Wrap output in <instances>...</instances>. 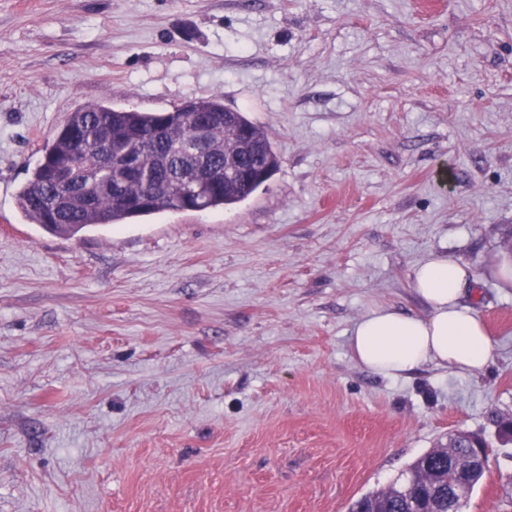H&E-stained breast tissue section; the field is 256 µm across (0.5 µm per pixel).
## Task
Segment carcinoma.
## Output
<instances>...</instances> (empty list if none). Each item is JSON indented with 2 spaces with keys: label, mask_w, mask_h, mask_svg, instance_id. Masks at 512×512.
Returning <instances> with one entry per match:
<instances>
[{
  "label": "carcinoma",
  "mask_w": 512,
  "mask_h": 512,
  "mask_svg": "<svg viewBox=\"0 0 512 512\" xmlns=\"http://www.w3.org/2000/svg\"><path fill=\"white\" fill-rule=\"evenodd\" d=\"M217 99H190L168 111H145L95 104L69 114L44 149L43 160L29 173L19 191L21 209L32 224L63 237H74L98 226L128 224L166 211L203 210L234 206L247 199L279 169L281 161L267 135L243 112L231 114L230 126L249 133L255 147L242 152L234 172H224V112ZM214 120L208 165L219 172L215 183H187L178 172L191 164L188 146L194 141L190 113ZM134 152L139 161L131 170L117 160ZM73 160L86 170V179L100 189L71 203L76 194L61 191L44 160ZM455 474L448 455L438 450L419 457L405 482L356 499L349 512H407L409 499L420 494L434 512H448V486Z\"/></svg>",
  "instance_id": "cac0c4a2"
}]
</instances>
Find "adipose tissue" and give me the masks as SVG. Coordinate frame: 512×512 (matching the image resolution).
I'll return each instance as SVG.
<instances>
[{
    "instance_id": "adipose-tissue-1",
    "label": "adipose tissue",
    "mask_w": 512,
    "mask_h": 512,
    "mask_svg": "<svg viewBox=\"0 0 512 512\" xmlns=\"http://www.w3.org/2000/svg\"><path fill=\"white\" fill-rule=\"evenodd\" d=\"M475 281L465 263L444 254L418 264L410 274V286L425 314L372 311L352 331L349 345L354 358L374 374L392 377L433 362L461 373L486 367L494 346L468 300Z\"/></svg>"
}]
</instances>
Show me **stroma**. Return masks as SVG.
<instances>
[{
	"instance_id": "1",
	"label": "stroma",
	"mask_w": 512,
	"mask_h": 512,
	"mask_svg": "<svg viewBox=\"0 0 512 512\" xmlns=\"http://www.w3.org/2000/svg\"><path fill=\"white\" fill-rule=\"evenodd\" d=\"M218 99L281 159L228 207L73 238L18 192L71 112ZM472 269L471 373L363 367L409 275ZM512 0H0V512H348L450 433L512 512Z\"/></svg>"
}]
</instances>
